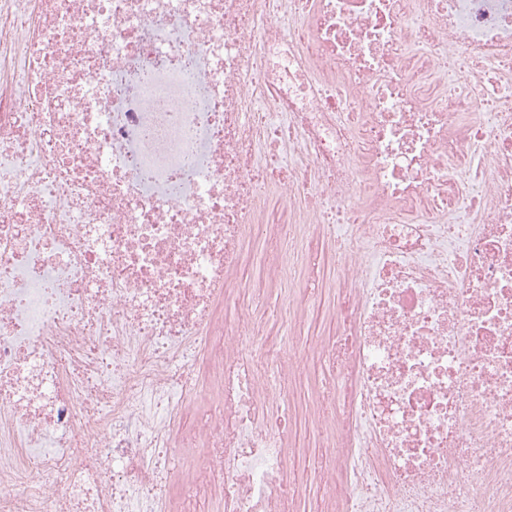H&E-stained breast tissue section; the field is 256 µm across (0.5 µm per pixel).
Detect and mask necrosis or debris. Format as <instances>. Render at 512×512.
<instances>
[{
  "mask_svg": "<svg viewBox=\"0 0 512 512\" xmlns=\"http://www.w3.org/2000/svg\"><path fill=\"white\" fill-rule=\"evenodd\" d=\"M312 363L316 512H512V0H0V512H284ZM312 251L315 256V264L309 272L312 288L316 289L315 306L307 314L298 340L300 348L314 344L323 337L332 336L336 331V322L333 320V309L337 306L336 280L339 276L336 270V256L330 245L315 236L312 243ZM265 252V243L262 241H251L248 246L247 262L240 269L239 279L252 283H259L263 278L262 253Z\"/></svg>",
  "mask_w": 512,
  "mask_h": 512,
  "instance_id": "1",
  "label": "necrosis or debris"
}]
</instances>
